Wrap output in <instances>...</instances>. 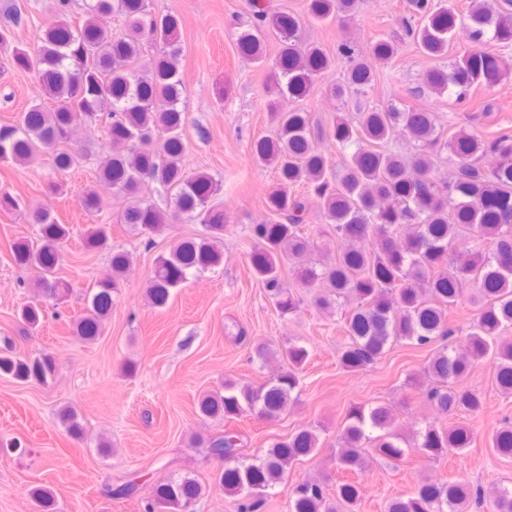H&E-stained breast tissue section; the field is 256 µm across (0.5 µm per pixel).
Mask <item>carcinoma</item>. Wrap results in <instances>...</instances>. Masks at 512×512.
I'll return each instance as SVG.
<instances>
[{
  "instance_id": "cac0c4a2",
  "label": "carcinoma",
  "mask_w": 512,
  "mask_h": 512,
  "mask_svg": "<svg viewBox=\"0 0 512 512\" xmlns=\"http://www.w3.org/2000/svg\"><path fill=\"white\" fill-rule=\"evenodd\" d=\"M358 3L305 0L304 10L307 19L326 23L354 13ZM409 6L418 23L405 19L406 35L422 56L435 61L425 73L432 91L463 102L475 89L501 81V60L481 50L480 44L489 33L497 45L512 46L511 12L489 0H471L463 15L450 0H410ZM249 7L255 23L238 35L241 53L263 63L266 41L275 39L280 45L265 83L276 131L252 148L260 167L275 170L277 183L266 199L271 219L251 226L254 246L249 254L251 272L276 310L285 317L299 307L283 276L284 261L289 260L300 286L316 289L313 304L321 313L354 303L344 313L348 343L339 355L344 369L371 367L396 343L427 347L441 341L425 367L437 382L427 393L433 410L442 415L483 412L484 395L467 379L487 358L496 365V390L512 395V343L501 340L503 331L512 328V135L486 141L461 129L445 139L425 109L395 105L374 109L356 103V117L338 115L328 130V137L339 146H356L333 170L313 145L310 114L300 109L282 112L278 104L285 96H307L317 76L333 71L334 60L318 45L298 44L299 16L274 11L265 0H250ZM69 9L70 0H54L33 48L13 44V27L20 23L17 10L0 19V49H11L14 67L36 74L38 98L53 101L48 110L35 103L15 124L0 126V162L27 163L49 152L55 169L67 172L81 152L66 148L73 132L107 113L109 151L98 168V179L125 198L120 223L141 236L159 234L165 225L183 217L202 226V233L175 242L155 260L146 297L152 307L163 308L190 272H204L224 262V236L229 232L222 206L214 203L220 191L217 180L206 172H190L183 164L187 113L180 108L184 89L178 67L180 18L175 13L150 17L146 0H87L85 19L77 25ZM115 14L125 21L119 37L109 31ZM460 29L468 32L472 48L452 63H440ZM148 42L159 44L160 51L142 73L137 61ZM338 50L349 67L331 92L347 105L350 95L372 86L377 73L349 43L340 44ZM372 56L384 67L390 64L395 57L393 40L377 39ZM399 136L415 143V153L402 155L387 148ZM436 146L449 152L453 173L448 179L435 174L430 149ZM488 153L498 158L491 169L479 163ZM301 182L308 184L316 206L336 232V256L318 267L305 263L314 248V240L302 231L311 197L288 192ZM150 183L172 193L170 209L143 198L141 192ZM29 220L37 227L36 240L14 243L13 260L36 271V287L42 295L63 300L71 284L57 276V270L73 229L59 223L47 205L31 210ZM108 240L103 224L88 227L83 235L89 250L105 249ZM129 265L127 253L112 252L110 273L98 282L87 313L75 324L81 339L93 340L101 334ZM461 302L468 303L473 319L458 343L452 340L456 329L448 311ZM20 317L33 329L42 320V307L31 303ZM287 358L288 369L260 385L226 379L220 388L203 393L198 415L225 422L249 414L279 417L299 393V373L309 351L293 344ZM55 372V359L48 353L0 352V376L44 383ZM60 420L71 434L81 435L74 411L61 410ZM394 421L387 406L350 410L339 435L336 467L349 474L362 471L367 448L391 463L413 454L443 460L474 440L464 424L440 427L428 422L409 441L393 430ZM194 444L224 459L218 485L225 495L239 498V512H256L269 491L285 480L288 468L315 452L319 434L316 427H305L274 441L255 459L241 456L240 438L228 430ZM491 447L499 456L512 458L511 420L504 419L493 431ZM204 492L188 474L169 477L154 486L152 508L193 512ZM361 492L360 482L353 478L336 482L333 495L322 482L304 480L293 488L288 512H339L343 505L352 512ZM480 503V491L467 481H424L411 495L392 498L387 512H471ZM492 509L512 512V489L496 490Z\"/></svg>"
}]
</instances>
